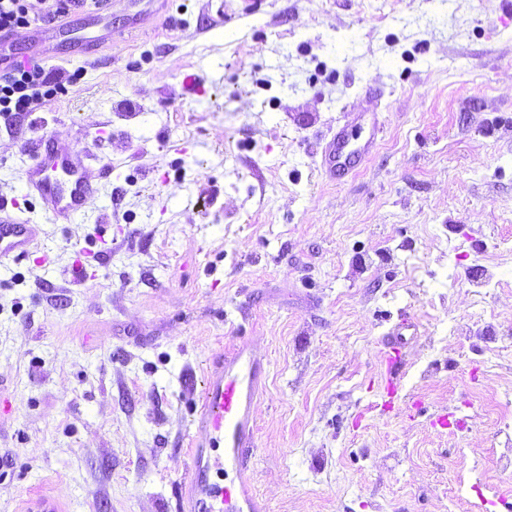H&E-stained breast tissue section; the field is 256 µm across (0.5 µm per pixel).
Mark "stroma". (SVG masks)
Listing matches in <instances>:
<instances>
[{"label": "stroma", "instance_id": "1", "mask_svg": "<svg viewBox=\"0 0 512 512\" xmlns=\"http://www.w3.org/2000/svg\"><path fill=\"white\" fill-rule=\"evenodd\" d=\"M69 22L44 59L82 76L41 131L112 176L75 222L32 203L50 261L0 274V512L41 487L69 512H174L183 380L240 331L267 363V512H504L512 252L485 256L512 243L502 0H108ZM89 35L93 55L72 48ZM349 111L381 129L332 181L322 147ZM20 141L0 132V197L20 195Z\"/></svg>", "mask_w": 512, "mask_h": 512}]
</instances>
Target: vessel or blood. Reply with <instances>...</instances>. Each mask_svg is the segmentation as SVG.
<instances>
[{"label": "vessel or blood", "instance_id": "vessel-or-blood-1", "mask_svg": "<svg viewBox=\"0 0 512 512\" xmlns=\"http://www.w3.org/2000/svg\"><path fill=\"white\" fill-rule=\"evenodd\" d=\"M30 162L21 176L24 197L42 201L51 222H69L82 215L98 194L111 167L95 166L84 153L57 136L25 139ZM18 205L0 202V268L12 270L28 257L41 227L28 223ZM266 378V364L251 352L246 337L214 361L202 381H188L195 432L189 440L190 465L175 488V512H264L249 475L257 425L252 405ZM231 468L236 479L218 478ZM16 512H66L50 493L27 491Z\"/></svg>", "mask_w": 512, "mask_h": 512}]
</instances>
